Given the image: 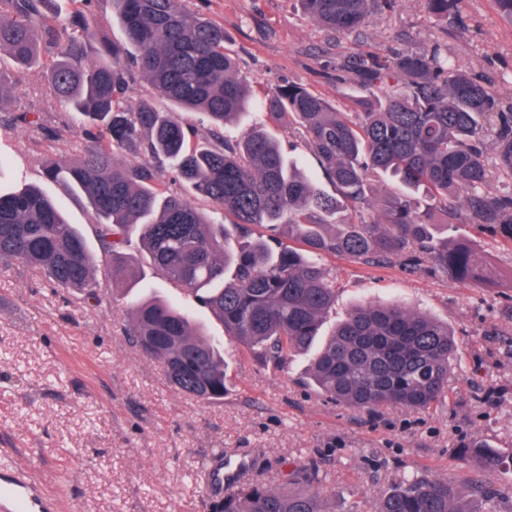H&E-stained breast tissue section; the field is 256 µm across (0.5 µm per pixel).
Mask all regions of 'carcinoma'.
Returning <instances> with one entry per match:
<instances>
[{"instance_id": "carcinoma-1", "label": "carcinoma", "mask_w": 512, "mask_h": 512, "mask_svg": "<svg viewBox=\"0 0 512 512\" xmlns=\"http://www.w3.org/2000/svg\"><path fill=\"white\" fill-rule=\"evenodd\" d=\"M0 55L31 66L53 53L49 83L84 135L82 155L46 169V179L82 195L112 254L106 279L124 294L142 281L123 248L137 237L150 264L193 296L224 325V335L264 362L284 364L312 348L309 376L331 400L373 412L387 406L428 410L448 393L457 348L448 324L399 305L362 306L318 342L336 300L322 259L342 256L366 266L401 262L417 269H453L462 282L483 274L474 248L448 245L443 223L476 224L512 249V102L486 78L472 77L434 47L400 52L390 65L359 53L343 65L362 90L340 112L301 84L279 86L255 102L224 48V26L191 16L186 0H113L123 43L99 37L83 14L62 27L52 0H0ZM317 25L331 32L360 27L379 0H299ZM434 16L458 26V0H424ZM96 60L88 61V56ZM174 110L161 111L129 92L137 77ZM258 106L272 124L288 123L335 186L325 194L314 175L289 157L268 130L224 137V127ZM199 112L207 124L187 133L180 112ZM492 139L497 177L506 190L485 188ZM143 150L148 160H122ZM170 163L195 195L233 217L211 223L204 212L166 186ZM390 174L403 193L373 197L369 175ZM424 189L429 206L411 193ZM377 202L383 219L370 216ZM268 230L254 235V228ZM288 230V242L280 230ZM24 263L56 287L98 299L97 264L75 225L41 189L0 191V265ZM124 331L140 354L173 368L178 391L200 401L224 398L222 344L206 337L186 311L157 298L138 301ZM463 455L484 470L502 459L482 445ZM308 488L249 482L209 505L210 512H327L316 472ZM485 512H499L498 493L475 480ZM377 512H472L453 485L412 476L378 503Z\"/></svg>"}]
</instances>
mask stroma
Wrapping results in <instances>:
<instances>
[{
	"instance_id": "stroma-1",
	"label": "stroma",
	"mask_w": 512,
	"mask_h": 512,
	"mask_svg": "<svg viewBox=\"0 0 512 512\" xmlns=\"http://www.w3.org/2000/svg\"><path fill=\"white\" fill-rule=\"evenodd\" d=\"M195 17L224 27V46L256 96L299 83L345 108L359 92L340 66L358 48L381 64L402 51L439 47L449 62L489 78L512 99V25L492 0H460L465 23L448 26L421 0H397L349 34L312 22L299 0H187ZM0 113L33 112L36 126L0 124V181L47 186L88 242L96 224L84 200L47 184L51 163L78 160L79 130L69 127L45 65L8 70ZM452 242L479 250L488 275L468 283L454 274L392 263L367 267L326 257L336 304L332 330L361 303H397L447 323L457 362L448 393L422 412L387 407L357 411L307 385L309 357L282 367L255 360L226 339L221 322L196 301L178 297L144 252L160 296L178 298L207 335L223 339L227 390L203 403L170 386L162 366L145 359L124 334L127 301L97 306L58 290L22 264L0 267V466L24 469L60 496L59 512H206L204 472L213 462H243L225 491L261 481L278 486L294 471L318 470L328 512H375L404 478L426 473L468 496L481 473L462 448L480 442L512 458V251L474 224L458 225Z\"/></svg>"
}]
</instances>
